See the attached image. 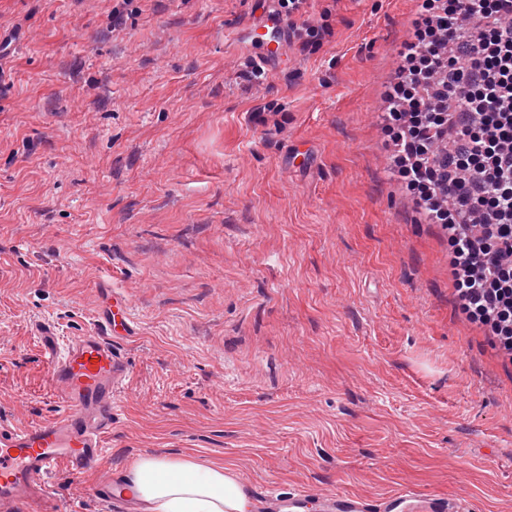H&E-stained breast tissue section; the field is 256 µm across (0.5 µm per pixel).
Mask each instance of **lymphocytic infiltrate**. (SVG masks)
<instances>
[{
  "instance_id": "f902f5d3",
  "label": "lymphocytic infiltrate",
  "mask_w": 512,
  "mask_h": 512,
  "mask_svg": "<svg viewBox=\"0 0 512 512\" xmlns=\"http://www.w3.org/2000/svg\"><path fill=\"white\" fill-rule=\"evenodd\" d=\"M400 55L382 115L397 178L448 232L462 313L512 355V0H418Z\"/></svg>"
}]
</instances>
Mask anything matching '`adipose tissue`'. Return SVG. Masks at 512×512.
Listing matches in <instances>:
<instances>
[{
  "label": "adipose tissue",
  "instance_id": "1",
  "mask_svg": "<svg viewBox=\"0 0 512 512\" xmlns=\"http://www.w3.org/2000/svg\"><path fill=\"white\" fill-rule=\"evenodd\" d=\"M126 488L142 512H247L234 472L191 456H139L125 470Z\"/></svg>",
  "mask_w": 512,
  "mask_h": 512
}]
</instances>
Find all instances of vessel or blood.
<instances>
[{"mask_svg":"<svg viewBox=\"0 0 512 512\" xmlns=\"http://www.w3.org/2000/svg\"><path fill=\"white\" fill-rule=\"evenodd\" d=\"M287 28L269 22L254 28L250 39L261 55H279ZM106 335L88 332L46 348L50 376L63 405L54 418L22 430L0 426V512H53L49 476L60 467L83 469L104 456L112 430V410L128 376V365L115 339L132 328L130 306L113 294L104 320ZM113 503L133 505L121 481L110 478L99 488ZM250 512H471L463 500L399 491L369 499L347 493L300 489L289 494L247 488Z\"/></svg>","mask_w":512,"mask_h":512,"instance_id":"b4317fda","label":"vessel or blood"}]
</instances>
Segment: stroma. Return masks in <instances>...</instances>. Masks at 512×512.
Wrapping results in <instances>:
<instances>
[{
  "label": "stroma",
  "instance_id": "obj_1",
  "mask_svg": "<svg viewBox=\"0 0 512 512\" xmlns=\"http://www.w3.org/2000/svg\"><path fill=\"white\" fill-rule=\"evenodd\" d=\"M273 7L0 0V424L60 412L43 339L116 291L128 378L100 467L50 478L59 512H113L104 476L182 453L512 512V358L381 128L416 0H310L259 81L231 35Z\"/></svg>",
  "mask_w": 512,
  "mask_h": 512
}]
</instances>
